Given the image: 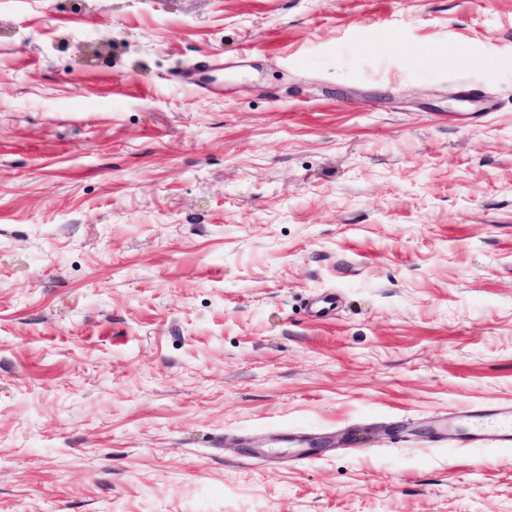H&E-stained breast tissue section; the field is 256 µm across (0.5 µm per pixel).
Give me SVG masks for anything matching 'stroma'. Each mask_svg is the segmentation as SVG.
<instances>
[{
    "label": "stroma",
    "instance_id": "35a3bbf8",
    "mask_svg": "<svg viewBox=\"0 0 512 512\" xmlns=\"http://www.w3.org/2000/svg\"><path fill=\"white\" fill-rule=\"evenodd\" d=\"M506 402L512 0H0V512H512ZM460 418L469 420L471 424L469 432L459 441L460 445L512 447V405L507 403L475 407L463 414H452L448 416L447 434L433 428L426 437L440 443L448 441L453 435L456 420Z\"/></svg>",
    "mask_w": 512,
    "mask_h": 512
}]
</instances>
